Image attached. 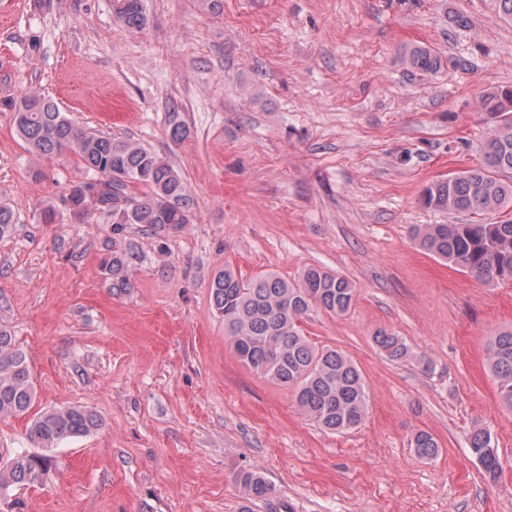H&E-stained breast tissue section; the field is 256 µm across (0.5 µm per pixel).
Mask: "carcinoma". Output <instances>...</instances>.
Returning a JSON list of instances; mask_svg holds the SVG:
<instances>
[{"label": "carcinoma", "instance_id": "carcinoma-1", "mask_svg": "<svg viewBox=\"0 0 512 512\" xmlns=\"http://www.w3.org/2000/svg\"><path fill=\"white\" fill-rule=\"evenodd\" d=\"M117 18L132 30L147 24L143 0H113ZM409 65L432 72L440 57L429 47L406 49ZM480 111L491 123L482 144L483 165L448 174L428 186L423 203L435 210L498 213L504 219L469 224H423L414 240L424 251L486 282L512 280V89L501 88L480 96ZM169 135L183 140L189 127L181 113L166 116ZM15 127L29 153L53 157L63 152L78 156L88 172L86 183L103 184L93 204L82 191L68 195L70 211L81 218L100 211L112 219L113 230L138 226L156 233L191 223L193 200L185 179L167 158L132 139L113 138L75 125L57 104L40 95L23 97L15 111ZM13 209L0 203V237L12 232ZM137 255L127 250L103 262L114 288L130 286L128 268ZM211 296L237 358L265 378L295 391L299 407L327 431L343 433L362 424L368 392L355 363L342 351L318 348L302 329L310 307L331 315L349 310L355 297L351 282L318 267L303 271L292 284L276 273L247 280L226 268L215 274ZM375 344L393 361L412 357L408 344L386 332L373 336ZM488 367L496 379L502 405L512 410V329L500 333L488 347ZM36 398L30 365L11 332L0 326V420L26 415ZM100 426L87 408L49 409L35 414L28 437L38 448L52 451L61 442L86 436ZM471 451L485 473L494 478L499 461L492 435L474 432ZM410 447L420 458H432L439 444L432 433L419 429ZM0 497L19 486L36 484L48 474L47 457L25 453L0 454ZM236 481L253 499L264 498L270 487L256 470H245Z\"/></svg>", "mask_w": 512, "mask_h": 512}]
</instances>
